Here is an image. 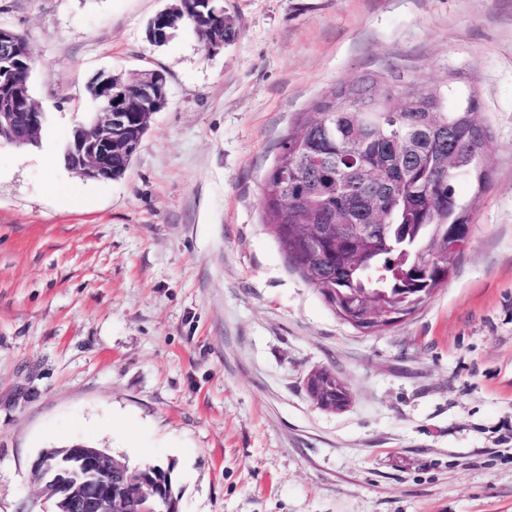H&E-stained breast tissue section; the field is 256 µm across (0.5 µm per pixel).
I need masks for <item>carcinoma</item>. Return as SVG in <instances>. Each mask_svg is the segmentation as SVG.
I'll return each mask as SVG.
<instances>
[{"label":"carcinoma","mask_w":512,"mask_h":512,"mask_svg":"<svg viewBox=\"0 0 512 512\" xmlns=\"http://www.w3.org/2000/svg\"><path fill=\"white\" fill-rule=\"evenodd\" d=\"M201 43L229 45L227 16L186 10ZM24 77L37 60L26 40ZM377 102L355 109L357 80L332 87L283 138L262 188L264 217L291 265L336 308L373 317L397 303L431 298L448 283V226L472 224L490 184L491 135L470 93L456 104L451 85L369 74ZM463 180L476 184L470 200Z\"/></svg>","instance_id":"cac0c4a2"}]
</instances>
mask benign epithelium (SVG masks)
I'll return each instance as SVG.
<instances>
[{
  "instance_id": "obj_1",
  "label": "benign epithelium",
  "mask_w": 512,
  "mask_h": 512,
  "mask_svg": "<svg viewBox=\"0 0 512 512\" xmlns=\"http://www.w3.org/2000/svg\"><path fill=\"white\" fill-rule=\"evenodd\" d=\"M179 8L160 13L148 30L152 41L165 42V27H174L180 19ZM20 57L11 31L0 28V58ZM103 105L93 113L90 127L76 129L70 146L72 168L78 174L99 180H112V154L137 150L140 139L138 125L167 103L165 75L157 70L137 73L126 82H114L109 74L96 78ZM7 88L14 107L0 111V134H12L17 126L24 128L26 138L34 139L43 128L44 113L28 100L26 83L11 80ZM341 384L329 370H314L306 380L308 389L329 383ZM33 481L45 499L52 501V512H178L172 494L163 490L161 471L146 475L132 473L101 449L76 443L60 451L51 449L32 464Z\"/></svg>"
}]
</instances>
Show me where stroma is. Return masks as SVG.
<instances>
[{"mask_svg": "<svg viewBox=\"0 0 512 512\" xmlns=\"http://www.w3.org/2000/svg\"><path fill=\"white\" fill-rule=\"evenodd\" d=\"M171 0H0L37 64V144L0 143V512L89 443L171 472L178 512H512V0H224L206 54ZM475 91L493 151L447 285L384 330L340 320L263 220L301 112L361 73ZM163 71L124 177L53 168L105 71ZM333 370L327 411L308 374ZM185 9L186 16L180 22L178 21L181 15L180 13H176L177 11H180V8L178 7L171 9V12L158 13L157 16L155 15L156 17L154 16L155 19L153 20L154 24H152L148 30V37L150 40L166 42L168 40V36L165 34V27H175L176 24L178 27L174 31L178 30L180 26L190 25L203 46L215 34L220 38V40L224 41V46L233 43L239 37L238 28L231 19L226 16V14H223V17H217L211 13L203 15L191 12L187 3L185 4ZM336 380V385H340L343 389L344 393L341 394L343 399L341 401L336 402L335 405H331L326 409L329 410H342L345 408L349 402V393L345 387V385L336 377V374L329 370H314L312 371L306 380V386L309 390L319 389L322 386H327V383H334Z\"/></svg>", "mask_w": 512, "mask_h": 512, "instance_id": "1", "label": "stroma"}]
</instances>
